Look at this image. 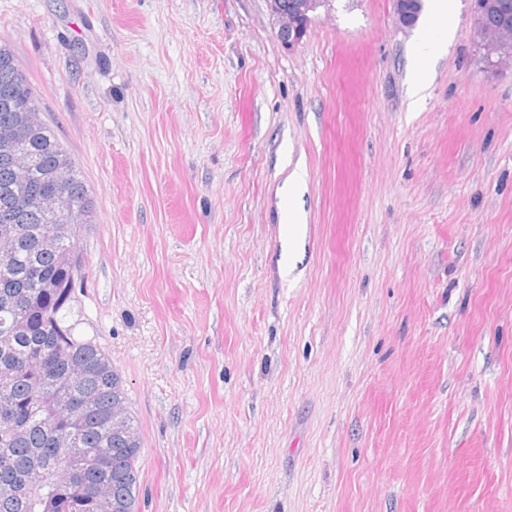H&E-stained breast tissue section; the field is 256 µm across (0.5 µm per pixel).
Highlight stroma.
<instances>
[{"label": "stroma", "mask_w": 512, "mask_h": 512, "mask_svg": "<svg viewBox=\"0 0 512 512\" xmlns=\"http://www.w3.org/2000/svg\"><path fill=\"white\" fill-rule=\"evenodd\" d=\"M276 30L266 0H0L95 200L66 316L123 376L137 510L512 512V65L471 0ZM435 51L434 36L430 31L422 32L412 48L411 88L413 103L419 102L428 89L430 60Z\"/></svg>", "instance_id": "obj_1"}]
</instances>
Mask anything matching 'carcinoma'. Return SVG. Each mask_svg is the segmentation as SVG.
I'll use <instances>...</instances> for the list:
<instances>
[{
	"mask_svg": "<svg viewBox=\"0 0 512 512\" xmlns=\"http://www.w3.org/2000/svg\"><path fill=\"white\" fill-rule=\"evenodd\" d=\"M41 109L39 96L11 49L0 42V127L20 123L22 105ZM32 158L24 182H18L0 159V227L7 240L0 246V512H97V479L111 487L115 512H136L139 482V436L112 433V403L127 402L122 376L93 341L74 335L63 310L82 284L80 242L92 223L93 200L71 156L52 129L40 122L27 136ZM62 173L65 217H79L70 238L53 237L55 219L33 206L19 208L16 199L43 191L50 177ZM73 254L66 264L61 254ZM72 362L86 375L73 381ZM72 399L80 422L55 405L60 391ZM64 440L81 448L89 471L64 485L54 481L40 491L27 482L29 470L49 475L64 467Z\"/></svg>",
	"mask_w": 512,
	"mask_h": 512,
	"instance_id": "carcinoma-1",
	"label": "carcinoma"
}]
</instances>
